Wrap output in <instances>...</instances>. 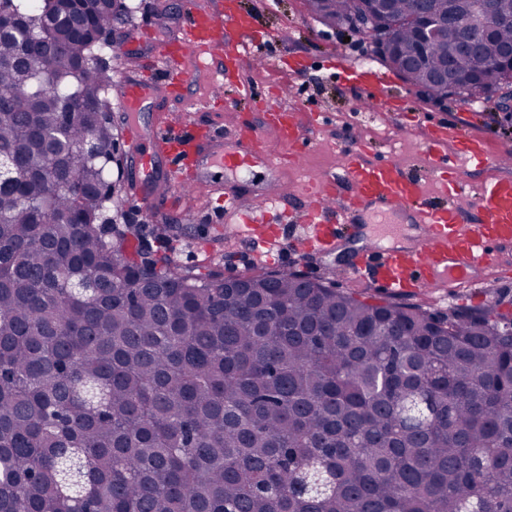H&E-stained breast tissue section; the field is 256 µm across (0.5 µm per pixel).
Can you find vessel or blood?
<instances>
[{
  "label": "vessel or blood",
  "mask_w": 512,
  "mask_h": 512,
  "mask_svg": "<svg viewBox=\"0 0 512 512\" xmlns=\"http://www.w3.org/2000/svg\"><path fill=\"white\" fill-rule=\"evenodd\" d=\"M184 8L188 24L179 45L165 43L159 49L173 96L184 97L190 85L191 76L182 63L188 49L199 50L221 81L229 61L270 38L269 33L257 30L238 0H224L216 13L198 7L195 0H185ZM389 82L388 73L371 72L367 101L383 100L387 112L404 111V98L384 99ZM151 92L149 84L127 83L126 109L137 111ZM271 123L276 132L272 141L251 126L229 137L216 132L200 136L189 123L176 135L161 122L150 137L135 139L134 148L145 170L151 169L158 157H168L172 190L198 185L207 195L223 198L224 216L234 221L235 234L270 255L279 251L284 239L283 225L273 221L277 215L293 214L296 246L318 253L334 250L347 232L356 230L365 210L409 216L416 231L413 245L367 248L349 268L351 277L368 278L390 295L469 287L478 271L498 265L501 246L512 244V177L501 175L476 187L468 184L461 164L481 170L496 164L497 159L488 154L482 140L468 136L452 122L428 129L427 151L434 157L436 198L427 197L422 178L394 163L369 160L363 146L353 143L343 148L346 164L342 175L329 174L306 184L295 199L264 193L258 203L243 206L235 191L214 180V170L235 174L252 167L258 158L266 168L276 169L286 160L300 164L305 154L307 139L299 133L296 113L275 110ZM450 146L455 149L451 156L446 153Z\"/></svg>",
  "instance_id": "obj_1"
}]
</instances>
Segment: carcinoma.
Masks as SVG:
<instances>
[{"instance_id": "1", "label": "carcinoma", "mask_w": 512, "mask_h": 512, "mask_svg": "<svg viewBox=\"0 0 512 512\" xmlns=\"http://www.w3.org/2000/svg\"><path fill=\"white\" fill-rule=\"evenodd\" d=\"M68 0H0V512H512V323L493 305L431 313L291 273L224 286L209 266L106 237L119 132L108 47L124 0L36 44ZM339 29L376 23L404 81L475 101L512 48L502 23L463 51H420L419 0H305ZM472 0H434L441 14ZM106 156L77 155L88 139Z\"/></svg>"}]
</instances>
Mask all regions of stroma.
<instances>
[{
	"mask_svg": "<svg viewBox=\"0 0 512 512\" xmlns=\"http://www.w3.org/2000/svg\"><path fill=\"white\" fill-rule=\"evenodd\" d=\"M249 2L259 27L274 31L275 39L265 48L266 62L248 55L240 58L239 70L254 88L257 99L255 103L234 107L224 102L225 97L233 96V89L218 93L212 73L190 54L185 56L184 64L193 71L195 79L186 98L168 96L166 85L157 83L152 65L157 45L177 42L187 24L182 0H131L130 15L112 29L115 40L121 43V52L107 57L114 79L110 91L112 122L118 131H125L133 119L141 129L152 130L161 113L176 131L188 120L228 133L244 123L262 130L273 109H294L307 130L309 144L301 166L284 168L269 182L261 176L252 181L247 173H239L236 186L247 200L267 182L292 196L305 181L342 173L345 156L339 146L343 143H362L373 161L426 170L432 159L425 150L424 135L427 124L435 122L463 126L467 133L484 138L493 155L512 153V138L500 132L504 114L492 101L477 106L456 97L431 99L397 77L391 91L406 96L409 111L382 112L375 107L357 111L355 101L360 92L345 82L336 67V58L341 55L352 64L380 67L371 46L358 36H346L344 31L319 22L308 13L304 0ZM290 56L307 58L308 70L293 76L280 69L279 60ZM126 80L155 86L153 98L134 116L121 103L122 83ZM124 211L140 241L175 265L218 266L228 277L271 269L299 271L309 279L331 282L339 289L365 291L379 300L385 297L383 291L347 278L348 265L358 250L370 242L395 246L412 243L414 239L413 232H395V225L402 222L399 214L369 212L361 220L359 231L347 235L332 254L320 256L288 250L273 260L262 261L248 244L227 243L224 211L212 207L202 191L176 193L149 207L132 197ZM168 224L173 225V232H165ZM500 255L502 265L494 273L480 275L471 287L453 291L439 288L423 293V300L437 313L447 312L455 305L486 301L496 302L501 310H512V246L502 247Z\"/></svg>",
	"mask_w": 512,
	"mask_h": 512,
	"instance_id": "stroma-1",
	"label": "stroma"
}]
</instances>
